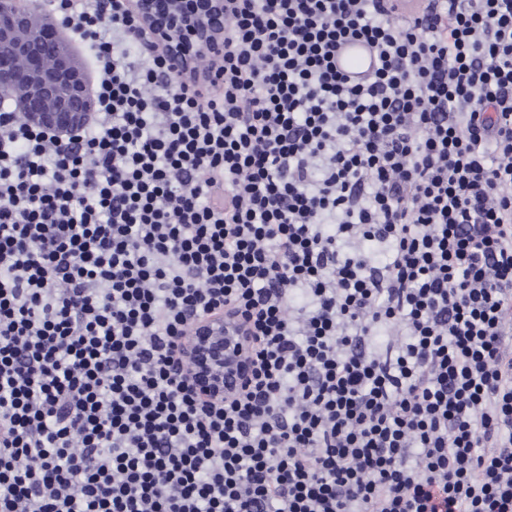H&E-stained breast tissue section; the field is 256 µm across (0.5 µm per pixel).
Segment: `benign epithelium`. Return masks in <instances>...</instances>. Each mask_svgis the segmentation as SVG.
<instances>
[{"label":"benign epithelium","instance_id":"obj_1","mask_svg":"<svg viewBox=\"0 0 512 512\" xmlns=\"http://www.w3.org/2000/svg\"><path fill=\"white\" fill-rule=\"evenodd\" d=\"M179 77L224 49V0H130ZM92 76L34 0H0V100L59 139L94 120ZM199 390L233 393L249 368L245 336L220 315L199 323L186 344Z\"/></svg>","mask_w":512,"mask_h":512}]
</instances>
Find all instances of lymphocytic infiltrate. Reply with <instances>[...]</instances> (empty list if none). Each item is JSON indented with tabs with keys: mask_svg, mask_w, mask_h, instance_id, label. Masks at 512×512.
Segmentation results:
<instances>
[{
	"mask_svg": "<svg viewBox=\"0 0 512 512\" xmlns=\"http://www.w3.org/2000/svg\"><path fill=\"white\" fill-rule=\"evenodd\" d=\"M404 2L224 0L199 86L49 0L97 119L0 107V512H512V0ZM374 66L368 46L359 40H345L336 49V69L350 79H358ZM220 315L200 322L186 344L199 390L215 398L232 394L249 368L245 336Z\"/></svg>",
	"mask_w": 512,
	"mask_h": 512,
	"instance_id": "obj_1",
	"label": "lymphocytic infiltrate"
}]
</instances>
